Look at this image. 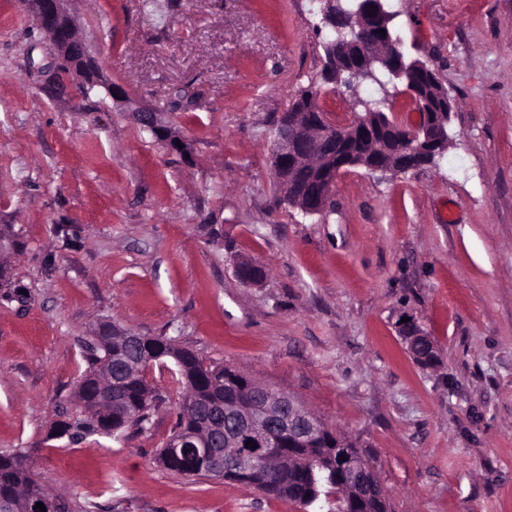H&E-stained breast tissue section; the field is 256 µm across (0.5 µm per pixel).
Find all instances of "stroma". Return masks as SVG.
Wrapping results in <instances>:
<instances>
[{
    "instance_id": "1",
    "label": "stroma",
    "mask_w": 512,
    "mask_h": 512,
    "mask_svg": "<svg viewBox=\"0 0 512 512\" xmlns=\"http://www.w3.org/2000/svg\"><path fill=\"white\" fill-rule=\"evenodd\" d=\"M405 52L440 75L454 140L391 176L342 174L329 208L278 201V119L313 88L329 121L355 99L419 122L402 91L324 82L311 0H69L103 83L86 89L23 0H0V224L21 242L0 288V452L68 512H301L258 490L161 467L180 388L145 431L51 437L102 318L167 336L298 396L369 456L392 512H512V0H385ZM136 105L182 97L164 118ZM264 265L242 284L239 260ZM439 363L407 350L408 327ZM166 104L167 103H164L163 106L159 107L165 108ZM159 107H136L133 112L138 123L145 130L149 131L154 138L160 142L165 143L173 150L185 152L186 144L184 140L169 124L164 121L162 117L164 114L163 109H160ZM176 140H179L183 144L182 149H179L178 145H176Z\"/></svg>"
}]
</instances>
